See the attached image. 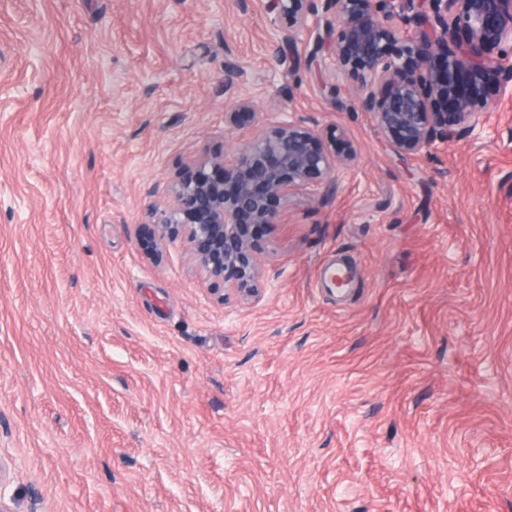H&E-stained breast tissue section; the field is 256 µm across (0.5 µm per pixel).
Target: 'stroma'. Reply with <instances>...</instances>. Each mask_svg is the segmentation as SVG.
Segmentation results:
<instances>
[{
    "instance_id": "stroma-1",
    "label": "stroma",
    "mask_w": 512,
    "mask_h": 512,
    "mask_svg": "<svg viewBox=\"0 0 512 512\" xmlns=\"http://www.w3.org/2000/svg\"><path fill=\"white\" fill-rule=\"evenodd\" d=\"M266 0H0V501L9 512H512V95L399 156ZM241 91L358 149L262 229L258 299L139 242ZM349 265L355 278L330 282Z\"/></svg>"
}]
</instances>
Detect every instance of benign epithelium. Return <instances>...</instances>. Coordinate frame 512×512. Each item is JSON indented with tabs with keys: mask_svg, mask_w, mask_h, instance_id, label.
<instances>
[{
	"mask_svg": "<svg viewBox=\"0 0 512 512\" xmlns=\"http://www.w3.org/2000/svg\"><path fill=\"white\" fill-rule=\"evenodd\" d=\"M265 8L277 65L316 61L341 74L357 107L400 154L429 153L461 130L475 131L474 104L494 103L486 88H512V0H266ZM302 35L314 38L304 58ZM240 73L224 58L225 117L236 129L259 112L235 91ZM356 160L343 134L324 143L313 118L271 120L241 140L232 160L193 165L172 187V206L148 208L141 243L157 255L165 239L182 235L197 266L223 290L254 297L256 228L280 223L279 206L294 190L328 201L336 192L331 174Z\"/></svg>",
	"mask_w": 512,
	"mask_h": 512,
	"instance_id": "benign-epithelium-1",
	"label": "benign epithelium"
}]
</instances>
